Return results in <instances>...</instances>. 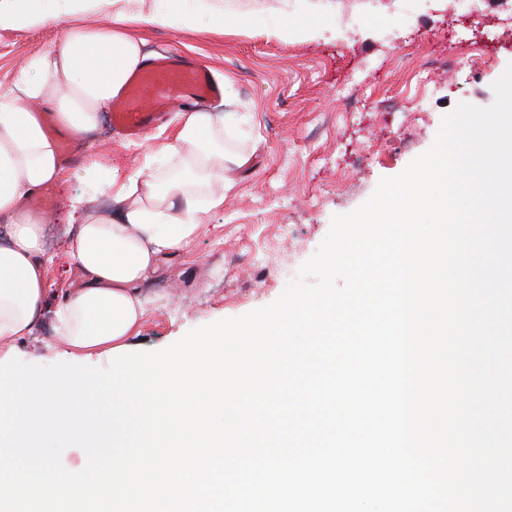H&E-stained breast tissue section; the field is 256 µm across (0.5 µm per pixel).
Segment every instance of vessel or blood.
Returning a JSON list of instances; mask_svg holds the SVG:
<instances>
[{
	"mask_svg": "<svg viewBox=\"0 0 512 512\" xmlns=\"http://www.w3.org/2000/svg\"><path fill=\"white\" fill-rule=\"evenodd\" d=\"M221 88L202 65L168 55L150 60L112 103V124L137 139L175 107L219 96Z\"/></svg>",
	"mask_w": 512,
	"mask_h": 512,
	"instance_id": "1",
	"label": "vessel or blood"
}]
</instances>
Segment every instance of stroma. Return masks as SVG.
Instances as JSON below:
<instances>
[{
    "label": "stroma",
    "mask_w": 512,
    "mask_h": 512,
    "mask_svg": "<svg viewBox=\"0 0 512 512\" xmlns=\"http://www.w3.org/2000/svg\"><path fill=\"white\" fill-rule=\"evenodd\" d=\"M223 27L143 29L147 53L177 52L208 67L224 86L208 109L227 114L226 146L246 156L211 208L200 234L164 260L143 286L144 315L129 352L160 350L188 331L275 301L327 235L331 219L363 204L384 177L400 174L434 142L458 104L487 107L492 85L512 63V0H219ZM317 23L320 34L299 28ZM277 25L284 37L267 36ZM53 28L0 30V93L27 59L53 44ZM179 122L166 115L140 141L109 120L89 146L74 145L55 186L46 246L44 313L12 356L28 364L67 361L56 307L79 270L64 248L72 205L91 195L84 151L103 162L100 179H125Z\"/></svg>",
    "instance_id": "1"
}]
</instances>
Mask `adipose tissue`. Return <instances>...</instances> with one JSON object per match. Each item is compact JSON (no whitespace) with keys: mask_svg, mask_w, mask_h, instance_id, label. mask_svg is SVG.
Listing matches in <instances>:
<instances>
[{"mask_svg":"<svg viewBox=\"0 0 512 512\" xmlns=\"http://www.w3.org/2000/svg\"><path fill=\"white\" fill-rule=\"evenodd\" d=\"M0 0V29L54 25L61 40L35 52L7 93L0 95V351L30 335L43 313L49 256L44 250L49 218L29 212L24 202L47 184L66 182L58 144L42 115L74 140L93 139L101 115L132 74L146 64L139 28H190L199 18L223 19L213 0H192L188 9L170 0ZM89 14L103 22L91 28ZM159 155L179 168L161 175L154 158L125 180H110L118 216L85 215L68 255L82 278L68 289L55 315L72 357L94 351L114 354L136 335L144 308L143 282L156 276L162 260L196 236L203 216L224 202L230 166L245 162L224 148V117L197 110L183 116Z\"/></svg>","mask_w":512,"mask_h":512,"instance_id":"adipose-tissue-1","label":"adipose tissue"}]
</instances>
